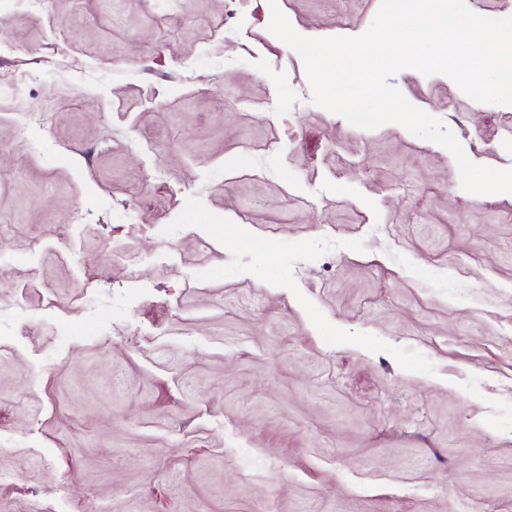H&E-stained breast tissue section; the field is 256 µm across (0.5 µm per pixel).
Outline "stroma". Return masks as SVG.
I'll return each mask as SVG.
<instances>
[{"instance_id": "1", "label": "stroma", "mask_w": 512, "mask_h": 512, "mask_svg": "<svg viewBox=\"0 0 512 512\" xmlns=\"http://www.w3.org/2000/svg\"><path fill=\"white\" fill-rule=\"evenodd\" d=\"M177 8L0 0V512H512V194L315 105L268 0ZM393 82L512 168V112Z\"/></svg>"}]
</instances>
